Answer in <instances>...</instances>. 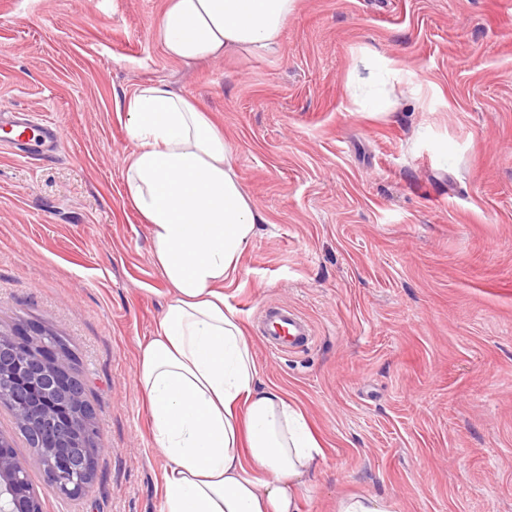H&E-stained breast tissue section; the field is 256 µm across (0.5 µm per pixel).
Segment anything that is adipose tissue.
I'll return each instance as SVG.
<instances>
[{
	"mask_svg": "<svg viewBox=\"0 0 512 512\" xmlns=\"http://www.w3.org/2000/svg\"><path fill=\"white\" fill-rule=\"evenodd\" d=\"M297 0H166L156 36L191 63L238 52L270 56ZM132 149L123 202L147 224L168 285L136 385L167 461L160 512H299L322 450L301 408L258 384L251 341L224 295L266 218L206 112L166 83L117 105Z\"/></svg>",
	"mask_w": 512,
	"mask_h": 512,
	"instance_id": "adipose-tissue-1",
	"label": "adipose tissue"
}]
</instances>
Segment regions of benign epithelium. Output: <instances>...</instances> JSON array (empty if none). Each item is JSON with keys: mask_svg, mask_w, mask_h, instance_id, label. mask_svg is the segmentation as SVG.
Listing matches in <instances>:
<instances>
[{"mask_svg": "<svg viewBox=\"0 0 512 512\" xmlns=\"http://www.w3.org/2000/svg\"><path fill=\"white\" fill-rule=\"evenodd\" d=\"M51 328H0V402L11 406L15 424L40 439L39 463L55 493L79 498L89 487L97 449L91 444L93 416L85 386L69 355L42 337ZM10 443L0 436V512H42L31 493L24 463L4 452Z\"/></svg>", "mask_w": 512, "mask_h": 512, "instance_id": "benign-epithelium-1", "label": "benign epithelium"}]
</instances>
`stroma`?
I'll list each match as a JSON object with an SVG mask.
<instances>
[{
    "instance_id": "stroma-1",
    "label": "stroma",
    "mask_w": 512,
    "mask_h": 512,
    "mask_svg": "<svg viewBox=\"0 0 512 512\" xmlns=\"http://www.w3.org/2000/svg\"><path fill=\"white\" fill-rule=\"evenodd\" d=\"M165 4L0 0V110L63 133L34 160L0 147V324L64 336L98 430L62 499L0 404L44 512H159L135 376L167 285L121 198L115 104L147 81L207 112L267 219L224 293L323 447L301 512H512V0H299L279 55L190 64L155 36ZM271 303L309 346L266 347ZM336 512H392L388 501L376 495H350L336 504Z\"/></svg>"
}]
</instances>
